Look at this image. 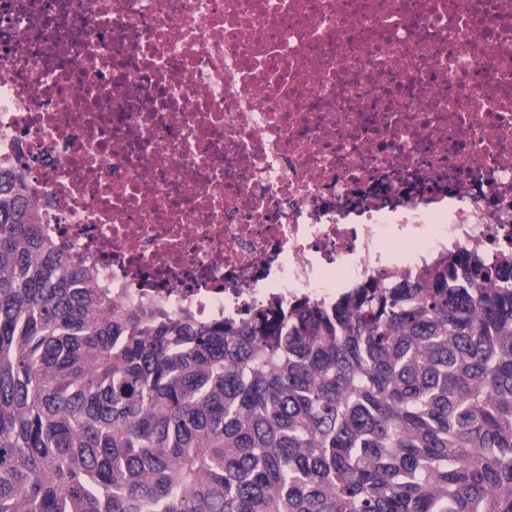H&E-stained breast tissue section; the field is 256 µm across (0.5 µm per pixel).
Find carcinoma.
Wrapping results in <instances>:
<instances>
[{
    "label": "carcinoma",
    "instance_id": "1",
    "mask_svg": "<svg viewBox=\"0 0 512 512\" xmlns=\"http://www.w3.org/2000/svg\"><path fill=\"white\" fill-rule=\"evenodd\" d=\"M0 512H512V250L115 312L0 169Z\"/></svg>",
    "mask_w": 512,
    "mask_h": 512
}]
</instances>
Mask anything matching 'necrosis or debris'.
I'll return each instance as SVG.
<instances>
[{"mask_svg": "<svg viewBox=\"0 0 512 512\" xmlns=\"http://www.w3.org/2000/svg\"><path fill=\"white\" fill-rule=\"evenodd\" d=\"M118 309L512 247V0H0V164Z\"/></svg>", "mask_w": 512, "mask_h": 512, "instance_id": "obj_1", "label": "necrosis or debris"}]
</instances>
